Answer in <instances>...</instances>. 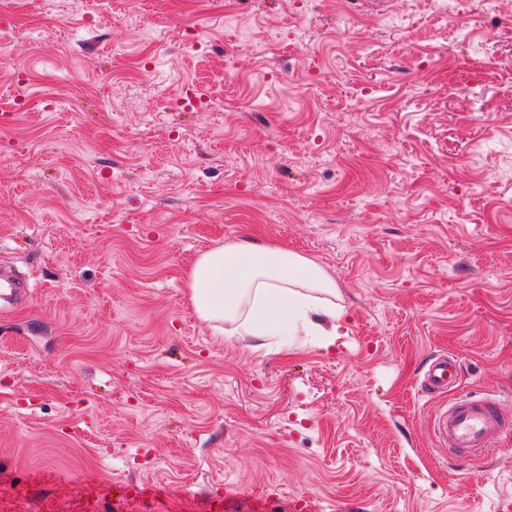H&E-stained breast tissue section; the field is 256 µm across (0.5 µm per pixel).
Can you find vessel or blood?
I'll return each instance as SVG.
<instances>
[{
  "label": "vessel or blood",
  "instance_id": "obj_1",
  "mask_svg": "<svg viewBox=\"0 0 512 512\" xmlns=\"http://www.w3.org/2000/svg\"><path fill=\"white\" fill-rule=\"evenodd\" d=\"M459 370L456 356H436L424 375L426 395L436 396L455 388ZM433 431L449 453L483 460L499 442L512 436V414L503 412L497 402L461 396L450 400L435 416Z\"/></svg>",
  "mask_w": 512,
  "mask_h": 512
}]
</instances>
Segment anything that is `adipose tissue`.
I'll list each match as a JSON object with an SVG mask.
<instances>
[{"label": "adipose tissue", "instance_id": "1", "mask_svg": "<svg viewBox=\"0 0 512 512\" xmlns=\"http://www.w3.org/2000/svg\"><path fill=\"white\" fill-rule=\"evenodd\" d=\"M189 299L198 317L234 325L239 336L277 339L312 328V315L331 318L338 336L345 312L327 305L334 284L311 260L280 246L233 242L202 253L187 276Z\"/></svg>", "mask_w": 512, "mask_h": 512}]
</instances>
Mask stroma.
I'll use <instances>...</instances> for the list:
<instances>
[{
  "label": "stroma",
  "instance_id": "obj_1",
  "mask_svg": "<svg viewBox=\"0 0 512 512\" xmlns=\"http://www.w3.org/2000/svg\"><path fill=\"white\" fill-rule=\"evenodd\" d=\"M0 512H512L432 432L512 410V0H0ZM320 265L346 322L254 348L186 288L227 242ZM460 364L454 355H437L428 366L422 389L427 396L446 393L458 384Z\"/></svg>",
  "mask_w": 512,
  "mask_h": 512
}]
</instances>
